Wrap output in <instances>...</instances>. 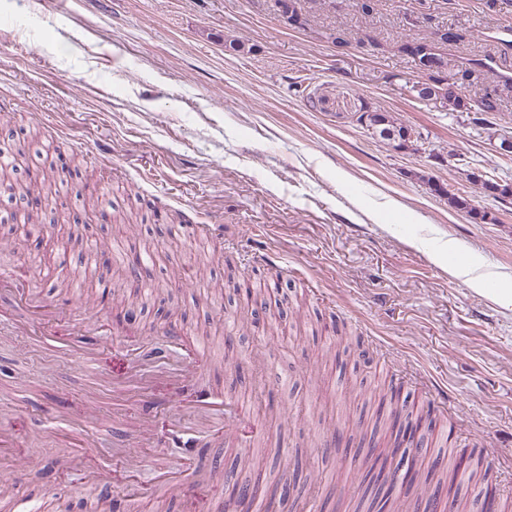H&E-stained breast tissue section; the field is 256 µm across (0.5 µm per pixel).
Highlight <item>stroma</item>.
Masks as SVG:
<instances>
[{
    "label": "stroma",
    "mask_w": 512,
    "mask_h": 512,
    "mask_svg": "<svg viewBox=\"0 0 512 512\" xmlns=\"http://www.w3.org/2000/svg\"><path fill=\"white\" fill-rule=\"evenodd\" d=\"M301 0L302 20L288 21L278 0H0V138L30 127L42 152L64 140L83 156L80 176L53 170L48 217L82 238L65 259L34 253L26 292L53 303L56 284L104 302L93 336L91 365L66 352L64 322L44 323L40 336L17 321L32 319L16 291H0V429L13 436L0 452V478L37 512H97V498L79 497L83 473L72 457L86 454L110 471L105 496L140 483L139 512H224L223 486L194 479L195 470L230 469L244 450L200 433L195 467L173 442L170 404L203 390L244 399L239 425L271 458L259 473L239 471L272 512H295L299 500L324 512L326 502L361 481L352 452L330 446L350 438L360 401L346 416L319 421L315 391L340 398L353 385L398 381L402 395L431 412L433 430H419L417 455L494 457L496 500L512 512V306L488 293L512 286V202L477 196L467 172L512 183V156L499 150L500 127L512 128V87L495 82L466 91L496 90L495 128L474 125L465 112L416 98L414 58L404 37L433 39L448 58L447 82L474 60L512 67V48L488 38L512 25V0ZM399 117L420 136L414 151H397L371 136L364 109ZM476 195L494 214L479 223L433 190ZM141 193L147 224H87L81 198L106 194L111 205ZM190 223L215 225L205 249L216 276L225 264L257 282H288L318 314L316 337L299 339L294 317L229 334L227 296L179 274L194 244L170 223L171 211ZM371 219H364V212ZM164 246L146 259L148 283H132L114 261L107 281L87 271L98 243L120 252L143 239ZM472 262L489 276L485 294L448 265ZM161 289L160 300L119 326L113 294L135 297ZM184 325V345L157 357L151 340L165 324ZM361 334L369 365L353 371L325 350L342 330ZM203 343L200 375L172 385L165 371L185 345ZM153 375L149 402L133 392L114 397L113 382L133 364ZM145 419L153 445L126 443L121 420ZM290 455L281 466L277 452ZM190 478V496L161 495L157 470ZM296 477L294 498L276 491L283 470Z\"/></svg>",
    "instance_id": "obj_1"
}]
</instances>
